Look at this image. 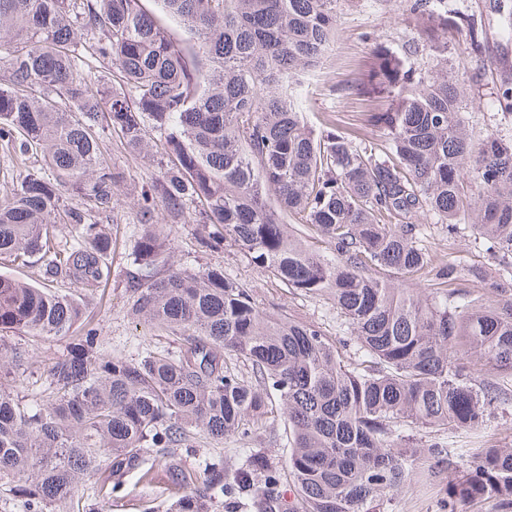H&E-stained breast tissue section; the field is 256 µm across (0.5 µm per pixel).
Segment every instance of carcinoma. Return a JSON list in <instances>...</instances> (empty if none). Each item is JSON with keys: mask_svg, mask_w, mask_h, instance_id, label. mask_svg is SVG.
Segmentation results:
<instances>
[{"mask_svg": "<svg viewBox=\"0 0 512 512\" xmlns=\"http://www.w3.org/2000/svg\"><path fill=\"white\" fill-rule=\"evenodd\" d=\"M195 35L184 48L143 0H0V149L35 150L55 173L26 168L0 191V263L43 262L49 285L0 274V331L52 341L84 305L52 282L95 290L110 275L112 210L124 172L102 134L145 152L153 171L140 224L203 225L199 244L230 243L288 289L323 296L354 339L353 355L313 324L260 309L220 266H166L170 240L134 245L131 313L183 347L136 358L98 352L89 329L46 369L39 404L0 388V492L26 512H92L79 487L110 460L115 475L153 480L164 462L165 512H388L426 455L448 471V512H512V448L424 444L413 428L470 434L512 400V134L466 126L486 71L448 67V34L485 50L483 24L410 0L432 69L413 76L379 47L367 88L391 98L370 125L384 148L327 121L315 131L294 103L300 78L336 37L341 0H160ZM117 70L85 75L87 57ZM423 216L469 231L498 261L494 297L450 291L459 266L422 244ZM70 226L78 239L58 242ZM465 352L490 377L476 380ZM233 356L251 369L228 367ZM284 424L281 456L250 448L203 479L184 463L195 435L252 436ZM291 483L288 502L281 486Z\"/></svg>", "mask_w": 512, "mask_h": 512, "instance_id": "cac0c4a2", "label": "carcinoma"}]
</instances>
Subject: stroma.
I'll list each match as a JSON object with an SVG mask.
<instances>
[{"mask_svg": "<svg viewBox=\"0 0 512 512\" xmlns=\"http://www.w3.org/2000/svg\"><path fill=\"white\" fill-rule=\"evenodd\" d=\"M492 0H447L451 9L481 20L488 33V44L481 57L486 68L506 81L512 80V40L501 34L490 8ZM419 35L405 0H342L337 17L336 38L321 60L317 72L307 80L298 98V106L313 128H320L324 119L333 120L339 127L367 134L369 140L381 142L380 132L367 129L369 113L389 108L386 97H364L361 88L373 61V50L385 45L402 59L405 67L425 70L433 57L418 46ZM101 147L112 164L124 171L125 180L117 191L109 212L100 214L99 222L112 237L110 278L95 292L80 291L85 305L84 328L96 329L98 350L103 354L137 357L145 349H176L177 343L166 331L152 327L128 311L126 273L133 268V247L144 227L136 219L137 203L150 162L133 154L118 138L103 137ZM162 232L171 242L168 262L176 268L195 269L206 265L223 267L227 276L250 287L256 304L275 316L284 315L316 325L326 336L349 342L350 333L341 324L335 307L319 296H307L289 291L268 276L237 249L224 248L218 252L201 251L198 245L197 224H165ZM427 245L447 261H463L466 266L485 272L496 280V262L482 240L470 235L452 237L442 225L427 227ZM6 346H17L26 352L27 372L0 375V386L10 388L23 382V393L30 403L41 402L47 384L44 371L49 358L66 355L71 337H61L50 343L34 342L28 337L10 333L0 338ZM282 423L261 427L253 438L230 435L223 441L203 436L194 442L195 451L186 458V465L196 475H203L204 462L223 460L225 469H233L244 449L267 443L270 434L282 433ZM489 444L512 446V405L495 410L481 430L479 438L466 435L455 438L457 448H476ZM416 475L394 497L391 512H446L447 476L432 479L427 475L429 458H418ZM155 479L147 483L137 475L114 476L102 468L95 481L120 483L119 492L97 503L98 512H147L148 508L165 501L162 467H155Z\"/></svg>", "mask_w": 512, "mask_h": 512, "instance_id": "1", "label": "stroma"}]
</instances>
